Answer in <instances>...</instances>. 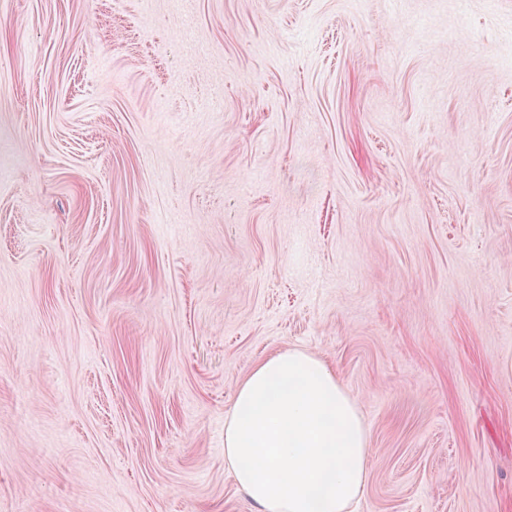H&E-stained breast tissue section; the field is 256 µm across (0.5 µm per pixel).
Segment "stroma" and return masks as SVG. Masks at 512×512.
Here are the masks:
<instances>
[{"label": "stroma", "mask_w": 512, "mask_h": 512, "mask_svg": "<svg viewBox=\"0 0 512 512\" xmlns=\"http://www.w3.org/2000/svg\"><path fill=\"white\" fill-rule=\"evenodd\" d=\"M284 349L354 512H512V0H0V512H254ZM224 458L256 512H347L364 491L371 450L333 369L285 349L238 387Z\"/></svg>", "instance_id": "35a3bbf8"}]
</instances>
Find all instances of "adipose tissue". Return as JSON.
<instances>
[{"label":"adipose tissue","mask_w":512,"mask_h":512,"mask_svg":"<svg viewBox=\"0 0 512 512\" xmlns=\"http://www.w3.org/2000/svg\"><path fill=\"white\" fill-rule=\"evenodd\" d=\"M224 457L257 512H348L364 491L371 450L333 369L285 349L238 387Z\"/></svg>","instance_id":"ef3b65f1"}]
</instances>
